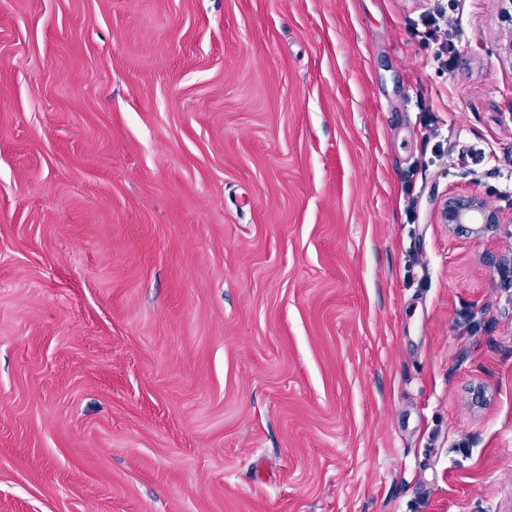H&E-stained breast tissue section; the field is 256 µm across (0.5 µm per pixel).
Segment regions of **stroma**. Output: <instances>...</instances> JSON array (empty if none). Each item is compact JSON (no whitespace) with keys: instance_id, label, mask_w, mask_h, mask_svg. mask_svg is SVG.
Returning a JSON list of instances; mask_svg holds the SVG:
<instances>
[{"instance_id":"35a3bbf8","label":"stroma","mask_w":512,"mask_h":512,"mask_svg":"<svg viewBox=\"0 0 512 512\" xmlns=\"http://www.w3.org/2000/svg\"><path fill=\"white\" fill-rule=\"evenodd\" d=\"M511 8L0 0V512H512ZM440 220L448 227L465 230L476 237L490 238L500 224H511L512 215L505 222L501 211L488 209L478 195H451L440 209Z\"/></svg>"}]
</instances>
